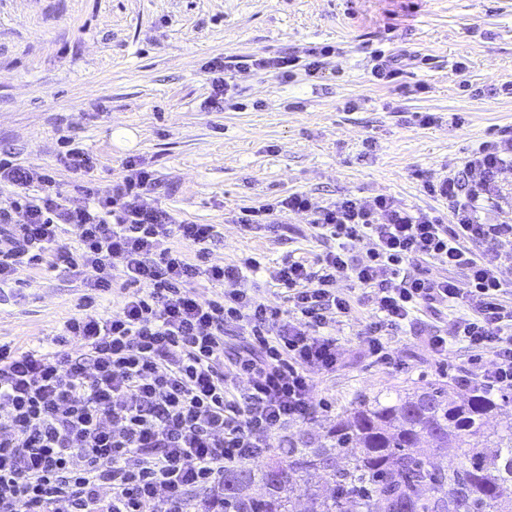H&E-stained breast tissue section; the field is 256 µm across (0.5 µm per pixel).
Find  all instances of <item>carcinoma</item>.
Wrapping results in <instances>:
<instances>
[{
  "label": "carcinoma",
  "mask_w": 512,
  "mask_h": 512,
  "mask_svg": "<svg viewBox=\"0 0 512 512\" xmlns=\"http://www.w3.org/2000/svg\"><path fill=\"white\" fill-rule=\"evenodd\" d=\"M512 404L504 392L429 383L362 397L312 448H274L259 469L224 470L223 512H293L300 483L317 478L307 512H512V425L485 430ZM460 454L428 464L423 443Z\"/></svg>",
  "instance_id": "1"
}]
</instances>
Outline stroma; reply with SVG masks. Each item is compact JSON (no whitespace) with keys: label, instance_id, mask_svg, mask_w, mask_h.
<instances>
[{"label":"stroma","instance_id":"1","mask_svg":"<svg viewBox=\"0 0 512 512\" xmlns=\"http://www.w3.org/2000/svg\"><path fill=\"white\" fill-rule=\"evenodd\" d=\"M324 44L337 49L324 78L239 70L232 100L211 104V58L299 55ZM399 48L415 56L404 76L416 88L409 95L369 73L370 51ZM508 81L512 0H0V158L52 172L78 204L77 179L59 164L61 138L96 156L104 190L122 179L126 157H143L159 181L148 203L214 225L213 263L261 254L268 270L251 286L280 308L287 302L270 269L289 255L312 259L328 243L305 215L245 231L234 221L243 208L305 191L322 204L387 194L442 209L423 176L445 174L512 128V97L495 92ZM418 112L457 113L464 123L426 127ZM92 275L25 270L20 294L0 297V343L51 346ZM369 315L359 303L332 327L336 368L311 373L322 408L279 433L277 446L318 438L362 395L478 379L465 344L439 356L428 343L431 330L449 331L450 312L387 328L390 365L368 350Z\"/></svg>","mask_w":512,"mask_h":512}]
</instances>
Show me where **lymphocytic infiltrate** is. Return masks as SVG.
Wrapping results in <instances>:
<instances>
[{
  "mask_svg": "<svg viewBox=\"0 0 512 512\" xmlns=\"http://www.w3.org/2000/svg\"><path fill=\"white\" fill-rule=\"evenodd\" d=\"M330 47L243 61L212 58V96L232 89L236 68L287 75L302 67L321 77ZM60 162L83 177L84 203L74 204L53 175L0 159V183L15 187L0 209V294L22 285L23 268L91 267L78 312L63 324L51 351L0 345V512H222L226 468L271 448L289 423L312 419L311 370L338 360L329 328L353 304L337 284L361 290L372 310L367 341L377 361L391 354L379 334L413 324L419 312L457 311L452 336L429 344L444 354L449 340L475 355L491 353L481 388L512 391V223L488 218L501 208V177L512 170V132L481 143L461 167L429 176L424 187L445 212L414 208L386 194H345L318 204L306 192L243 211L245 227L281 213L306 214L330 248L314 260L288 258L274 278L288 309L260 301L248 288L260 257L211 263L210 224L176 221L143 197L157 186L154 170L127 158L126 175L101 192L96 158L70 143ZM39 186L33 197L29 187ZM72 233L74 243L64 242ZM365 255H357L359 245ZM190 246L193 256L182 248ZM122 269L113 272V258ZM124 297L117 313L99 301L114 281ZM231 282L202 301L192 282ZM234 324L251 343L224 356V328ZM244 382L245 392L232 387Z\"/></svg>",
  "mask_w": 512,
  "mask_h": 512,
  "instance_id": "f902f5d3",
  "label": "lymphocytic infiltrate"
}]
</instances>
